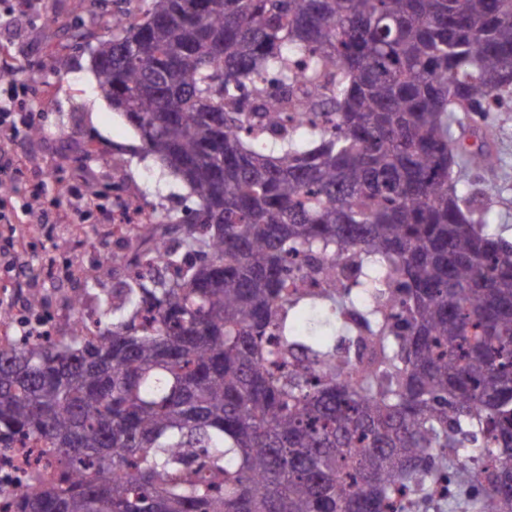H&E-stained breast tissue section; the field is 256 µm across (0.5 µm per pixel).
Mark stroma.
I'll list each match as a JSON object with an SVG mask.
<instances>
[{
    "instance_id": "35a3bbf8",
    "label": "stroma",
    "mask_w": 512,
    "mask_h": 512,
    "mask_svg": "<svg viewBox=\"0 0 512 512\" xmlns=\"http://www.w3.org/2000/svg\"><path fill=\"white\" fill-rule=\"evenodd\" d=\"M141 0H46L43 13L19 17L0 25V81L28 85L22 108L16 112L14 147L28 160L6 201L15 210L32 194L45 205L66 212L68 190H90L93 203L87 224L89 235L76 239L66 224H40L28 232L27 261L37 269L34 287L15 288L0 275V301L12 308L39 297L55 319L47 331L67 321L71 303L83 292L100 296L115 281L98 268L100 254L128 256L134 241L112 234V193L122 186L136 190L157 210L184 209L194 199L180 181L164 175L153 160H139V138L97 89L89 63L88 44L107 31L113 10L139 12ZM52 15L46 24L44 15ZM34 113L37 134H30L27 113ZM489 143L498 157L496 167L484 172L495 183L498 196L483 205L484 219L503 238L512 241V121L497 126Z\"/></svg>"
}]
</instances>
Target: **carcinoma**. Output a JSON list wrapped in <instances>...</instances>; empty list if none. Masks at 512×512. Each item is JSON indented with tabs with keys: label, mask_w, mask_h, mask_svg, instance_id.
I'll use <instances>...</instances> for the list:
<instances>
[{
	"label": "carcinoma",
	"mask_w": 512,
	"mask_h": 512,
	"mask_svg": "<svg viewBox=\"0 0 512 512\" xmlns=\"http://www.w3.org/2000/svg\"><path fill=\"white\" fill-rule=\"evenodd\" d=\"M143 2L98 90L196 207L0 341V451L49 467L12 512H512V242L455 133L512 98V0Z\"/></svg>",
	"instance_id": "carcinoma-1"
}]
</instances>
